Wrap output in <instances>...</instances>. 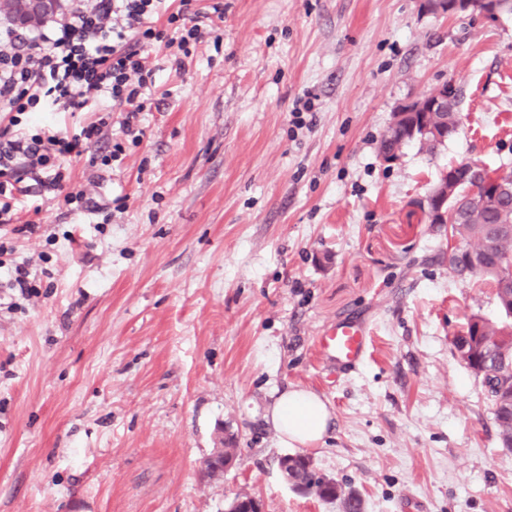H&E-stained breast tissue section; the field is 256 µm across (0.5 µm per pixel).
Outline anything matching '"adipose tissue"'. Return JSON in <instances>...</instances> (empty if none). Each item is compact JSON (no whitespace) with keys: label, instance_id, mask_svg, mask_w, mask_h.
<instances>
[{"label":"adipose tissue","instance_id":"obj_1","mask_svg":"<svg viewBox=\"0 0 512 512\" xmlns=\"http://www.w3.org/2000/svg\"><path fill=\"white\" fill-rule=\"evenodd\" d=\"M275 432L285 444L307 446L322 440L331 412L315 393L298 388L281 392L270 409Z\"/></svg>","mask_w":512,"mask_h":512}]
</instances>
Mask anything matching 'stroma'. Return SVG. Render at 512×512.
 <instances>
[{
	"mask_svg": "<svg viewBox=\"0 0 512 512\" xmlns=\"http://www.w3.org/2000/svg\"><path fill=\"white\" fill-rule=\"evenodd\" d=\"M184 67L156 69L139 145L73 161V189L25 199L15 259L37 297L0 288V512H340L296 491L266 419L277 391L332 419L305 448L365 512H512V451L452 338L498 319L457 277L421 207L448 166H512V16L434 15L418 0H224ZM463 123L434 150L378 146L392 114L445 83ZM314 104L299 129L297 99ZM339 319L370 351L336 371L316 338ZM235 466L209 478L221 441Z\"/></svg>",
	"mask_w": 512,
	"mask_h": 512,
	"instance_id": "stroma-1",
	"label": "stroma"
}]
</instances>
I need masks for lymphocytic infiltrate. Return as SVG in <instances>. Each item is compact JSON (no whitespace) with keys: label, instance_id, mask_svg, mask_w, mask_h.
I'll list each match as a JSON object with an SVG mask.
<instances>
[{"label":"lymphocytic infiltrate","instance_id":"1","mask_svg":"<svg viewBox=\"0 0 512 512\" xmlns=\"http://www.w3.org/2000/svg\"><path fill=\"white\" fill-rule=\"evenodd\" d=\"M192 0H69L58 19L24 31L0 29V251L4 238L32 231L18 204L30 187L62 190L64 158L83 155L105 136L97 101L123 114L122 131L140 144L139 116L155 84L148 46L169 50L183 64L204 38ZM55 112H82L78 134L53 122Z\"/></svg>","mask_w":512,"mask_h":512}]
</instances>
